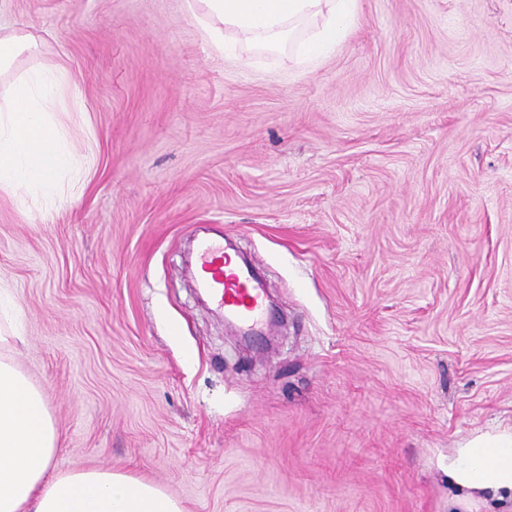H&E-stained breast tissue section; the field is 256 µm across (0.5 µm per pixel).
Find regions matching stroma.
<instances>
[{
  "label": "stroma",
  "mask_w": 512,
  "mask_h": 512,
  "mask_svg": "<svg viewBox=\"0 0 512 512\" xmlns=\"http://www.w3.org/2000/svg\"><path fill=\"white\" fill-rule=\"evenodd\" d=\"M85 110L80 196L0 195V291L47 392L52 472L186 512H512L448 479L512 442V0H360L335 54L216 53L185 0H0ZM258 264L240 345L186 269Z\"/></svg>",
  "instance_id": "35a3bbf8"
}]
</instances>
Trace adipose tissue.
<instances>
[{
  "instance_id": "ef3b65f1",
  "label": "adipose tissue",
  "mask_w": 512,
  "mask_h": 512,
  "mask_svg": "<svg viewBox=\"0 0 512 512\" xmlns=\"http://www.w3.org/2000/svg\"><path fill=\"white\" fill-rule=\"evenodd\" d=\"M358 0H186L204 38L225 50L234 37L247 51L290 50L308 64L333 52L353 24ZM43 40L23 29L0 28V191L20 206L51 207L80 195L94 165L68 145L60 112L82 109L62 67L16 70L24 55L39 56ZM58 431L45 389L0 354V512H185L159 486L129 474L90 469L48 479ZM457 485L512 495V448L478 443L448 467Z\"/></svg>"
}]
</instances>
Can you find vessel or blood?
I'll return each mask as SVG.
<instances>
[{
	"mask_svg": "<svg viewBox=\"0 0 512 512\" xmlns=\"http://www.w3.org/2000/svg\"><path fill=\"white\" fill-rule=\"evenodd\" d=\"M197 275L202 287L224 315L252 330L265 316L264 288L250 269L223 246L202 241L197 250Z\"/></svg>",
	"mask_w": 512,
	"mask_h": 512,
	"instance_id": "b4317fda",
	"label": "vessel or blood"
}]
</instances>
